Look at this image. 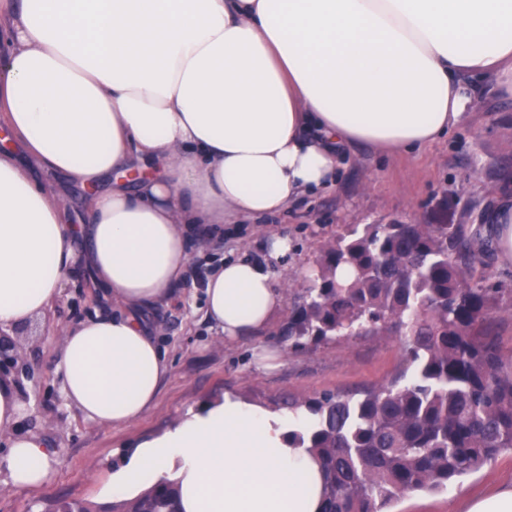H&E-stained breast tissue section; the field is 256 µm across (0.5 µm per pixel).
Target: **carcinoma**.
I'll use <instances>...</instances> for the list:
<instances>
[{"instance_id": "1", "label": "carcinoma", "mask_w": 512, "mask_h": 512, "mask_svg": "<svg viewBox=\"0 0 512 512\" xmlns=\"http://www.w3.org/2000/svg\"><path fill=\"white\" fill-rule=\"evenodd\" d=\"M496 243L482 224L396 222L348 228L320 252L280 333L288 347L383 332L402 344L385 383L285 402L309 419L287 438L322 467L321 512H390L512 450V355L488 326L512 293L484 271ZM105 512H181L180 489L161 483Z\"/></svg>"}]
</instances>
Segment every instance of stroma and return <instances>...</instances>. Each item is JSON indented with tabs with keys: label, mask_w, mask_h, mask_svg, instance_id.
Instances as JSON below:
<instances>
[{
	"label": "stroma",
	"mask_w": 512,
	"mask_h": 512,
	"mask_svg": "<svg viewBox=\"0 0 512 512\" xmlns=\"http://www.w3.org/2000/svg\"><path fill=\"white\" fill-rule=\"evenodd\" d=\"M494 85L491 77L480 81L472 112L448 139L413 154L356 148L334 187L301 197L279 214L225 225L223 232L209 235L206 247H191L187 283L176 289L169 306L152 315L171 371L155 404L133 424L103 427L61 405L54 374L59 330L112 311L90 273L73 267L47 315L13 337L31 370L20 387L34 400L22 429L48 438L56 454L57 473L52 482L35 491L1 483L0 512H49L55 501L66 497L100 505L104 488L130 447L168 430L189 409L232 397L272 411L278 401L291 395L346 393L395 375L401 363L397 337L353 336L294 349L280 343L276 333L298 302L305 275L322 245L348 227L394 220L479 224L502 198L512 197V99ZM274 234L292 243L276 278L286 295L285 306L260 331L226 343L200 311L206 274L233 252L265 263L268 240ZM258 345L280 352L279 367L255 366L252 350ZM505 484L512 485L511 451L481 471L449 483L447 489L405 495L393 504L392 512H459L463 503Z\"/></svg>",
	"instance_id": "35a3bbf8"
}]
</instances>
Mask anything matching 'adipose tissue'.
Instances as JSON below:
<instances>
[{
	"label": "adipose tissue",
	"instance_id": "1",
	"mask_svg": "<svg viewBox=\"0 0 512 512\" xmlns=\"http://www.w3.org/2000/svg\"><path fill=\"white\" fill-rule=\"evenodd\" d=\"M489 75L512 97V0H0V119L42 171L0 152V329L43 315L83 265L115 310L63 327L62 398L136 422L169 371L145 314L185 281L199 230L331 187L356 145L440 142ZM51 174L93 189L87 223ZM290 249L274 235L267 264L212 268L204 317L222 338L284 305L273 265ZM31 410L0 380V475L23 490L56 466L16 430ZM305 425L225 399L141 442L112 493L167 481L183 512H318L321 467L284 438Z\"/></svg>",
	"mask_w": 512,
	"mask_h": 512
}]
</instances>
